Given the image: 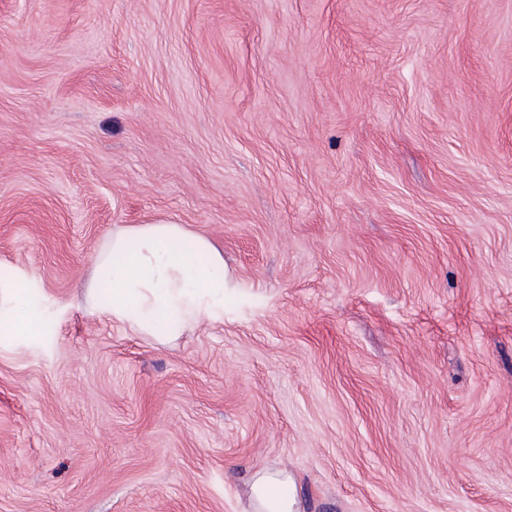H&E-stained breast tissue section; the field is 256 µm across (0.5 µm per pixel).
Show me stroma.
I'll return each instance as SVG.
<instances>
[{"label": "stroma", "mask_w": 512, "mask_h": 512, "mask_svg": "<svg viewBox=\"0 0 512 512\" xmlns=\"http://www.w3.org/2000/svg\"><path fill=\"white\" fill-rule=\"evenodd\" d=\"M224 318L88 308L112 229ZM0 512H512V0H0ZM105 273L111 289L102 302L97 288ZM103 285L108 290L105 278ZM87 288L93 311L164 343L203 318L223 320L234 285L222 252L207 237L157 220L113 229L94 257ZM31 288L23 275L0 278V335L39 336L43 316L39 307L25 300V290ZM251 497L257 512H297L295 490L288 476L257 472L251 485Z\"/></svg>", "instance_id": "obj_1"}]
</instances>
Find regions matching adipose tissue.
Segmentation results:
<instances>
[{"label": "adipose tissue", "mask_w": 512, "mask_h": 512, "mask_svg": "<svg viewBox=\"0 0 512 512\" xmlns=\"http://www.w3.org/2000/svg\"><path fill=\"white\" fill-rule=\"evenodd\" d=\"M104 278L111 285L105 301L97 295ZM29 286L21 275L0 278L1 336L40 335L43 316L25 299ZM233 290L224 256L207 237L157 220L113 229L94 257L87 298L92 310L164 343L201 319H223L224 300ZM251 497L256 512L297 509L292 482L278 474L257 472Z\"/></svg>", "instance_id": "adipose-tissue-1"}]
</instances>
